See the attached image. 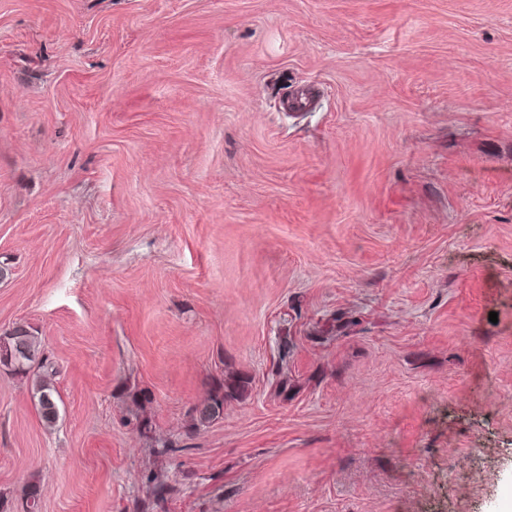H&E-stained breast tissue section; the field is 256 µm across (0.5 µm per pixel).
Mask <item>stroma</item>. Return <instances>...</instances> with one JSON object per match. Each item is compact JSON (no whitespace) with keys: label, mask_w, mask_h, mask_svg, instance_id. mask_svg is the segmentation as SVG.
Wrapping results in <instances>:
<instances>
[{"label":"stroma","mask_w":512,"mask_h":512,"mask_svg":"<svg viewBox=\"0 0 512 512\" xmlns=\"http://www.w3.org/2000/svg\"><path fill=\"white\" fill-rule=\"evenodd\" d=\"M0 265V512H502L512 0H0ZM0 367L14 374L32 376L33 397L37 399L41 419L53 426L59 419L60 397L55 386L53 370L44 356L41 341L36 331L20 324L12 331L0 335Z\"/></svg>","instance_id":"35a3bbf8"}]
</instances>
